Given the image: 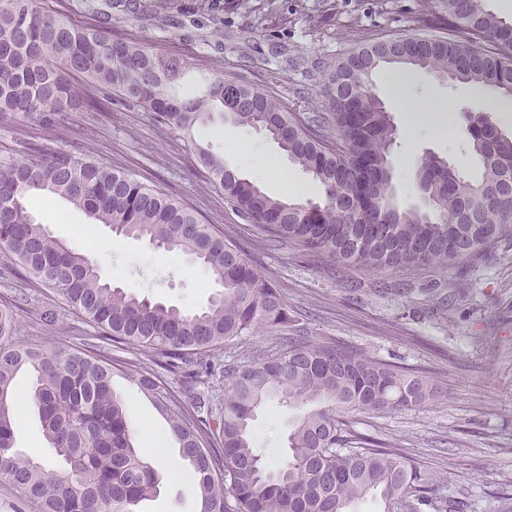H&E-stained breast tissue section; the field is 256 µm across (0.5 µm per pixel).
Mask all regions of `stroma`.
Instances as JSON below:
<instances>
[{
	"label": "stroma",
	"instance_id": "1",
	"mask_svg": "<svg viewBox=\"0 0 512 512\" xmlns=\"http://www.w3.org/2000/svg\"><path fill=\"white\" fill-rule=\"evenodd\" d=\"M179 2L180 11L168 19L154 12L151 0H144L137 18L108 0L95 4L113 36L190 62L182 92L198 91L209 75L220 73L271 92L302 118L323 111L321 69L356 49L359 34L431 36L448 27L442 0H276V14L263 21L240 10L237 0H213L206 15L196 14V0ZM424 13L429 20L423 25ZM405 93L430 108L412 137H399L391 157L396 199L410 208L420 203L415 172L423 155L436 154L475 171L474 159L462 150L461 112L481 105L474 86L447 84L424 70L415 71ZM68 117L66 127L1 119L0 161L23 157L36 143L47 154L94 156L179 198L204 223L240 244L255 268L280 288L308 335L413 370L441 388L439 399L411 410H370L349 418L348 427L401 449L426 472L449 475L445 494L465 496L468 512H501L503 497L512 495V233L482 259L449 270L448 286L460 294L446 314L435 316L389 293L376 296V289L406 282L405 273L341 267L332 273L293 247L267 249L244 230L199 164L196 148L222 156L225 166L270 196L301 202L322 198L319 186L283 160L278 144L263 132L216 120L186 133L158 124L142 108L120 105L108 112L72 111ZM26 206L51 234L101 259L107 279L127 292L193 311L216 291L206 269L146 241L116 236L106 225L90 224L85 213L64 201L34 193ZM27 292L17 313L16 342L51 347L98 335V328L72 310L59 313L54 329L43 330L39 317L53 308L54 297L33 282ZM116 386L129 419L140 426L138 447L148 451L157 438H169L167 423L136 387L121 379ZM16 412L17 448L52 461L37 416L25 405ZM294 416L276 403L259 410L253 437L265 458L286 459Z\"/></svg>",
	"mask_w": 512,
	"mask_h": 512
}]
</instances>
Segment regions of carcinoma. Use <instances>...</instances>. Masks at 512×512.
Here are the masks:
<instances>
[{
    "label": "carcinoma",
    "instance_id": "obj_1",
    "mask_svg": "<svg viewBox=\"0 0 512 512\" xmlns=\"http://www.w3.org/2000/svg\"><path fill=\"white\" fill-rule=\"evenodd\" d=\"M446 37L363 36L347 57L325 67L319 87L326 110L304 120L269 92L222 75L200 95L175 91L188 62L138 42L112 38L106 27L76 24L43 10L40 0L0 5V116L27 121L42 112H105L116 95L151 112L165 126L190 131L222 108L221 119L259 128L318 183L324 200L292 202L267 195L254 181L199 151L198 160L224 193V204L269 249L293 244L310 257L346 269L385 272L431 269L442 274L479 259L512 228V136L490 120L463 132L481 170L474 178L448 159L428 154L416 170L427 208L395 200L390 161L396 139L391 113L373 92L387 66L424 69L449 82L512 98V22L484 0H443ZM467 35L456 39L454 32ZM88 78L79 92L66 77ZM34 191L61 198L117 236L146 239L207 268L219 290L195 311L114 287L84 252L50 235L25 207ZM0 251L15 274L62 297L101 338L136 344L155 363L189 381L224 374V406L190 393L185 402L154 369L113 357L92 343L44 349L13 341L23 288L0 293V477L35 512H138L160 493L162 478L135 447L121 375L150 398L168 421L178 455L191 468L197 512H352L375 497L382 512H465L439 493L432 476L398 449L342 428L338 415L409 410L437 393L424 377L378 362L294 328L280 289L259 274L233 241L195 211L132 175L90 157L32 148L0 161ZM390 293L421 296L445 307L443 285L403 284ZM259 329L283 333L279 345L249 364L216 371L217 348ZM34 376L32 405L60 469L15 448L12 383ZM299 411L288 430V458L276 467L253 447L252 425L268 401Z\"/></svg>",
    "mask_w": 512,
    "mask_h": 512
}]
</instances>
